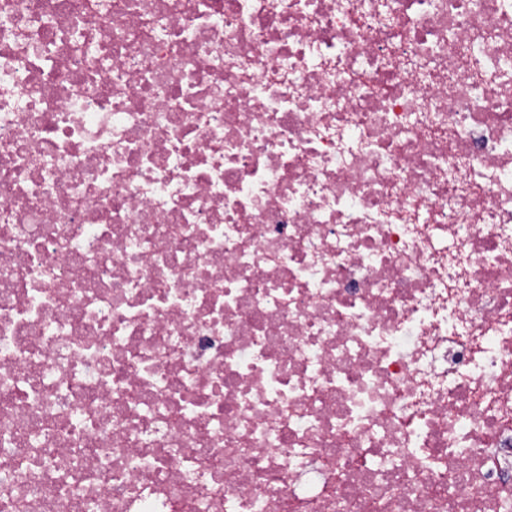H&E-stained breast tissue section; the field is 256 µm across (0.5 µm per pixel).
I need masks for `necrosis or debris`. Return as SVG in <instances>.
Here are the masks:
<instances>
[{"mask_svg": "<svg viewBox=\"0 0 512 512\" xmlns=\"http://www.w3.org/2000/svg\"><path fill=\"white\" fill-rule=\"evenodd\" d=\"M0 512H512V0H0Z\"/></svg>", "mask_w": 512, "mask_h": 512, "instance_id": "obj_1", "label": "necrosis or debris"}]
</instances>
